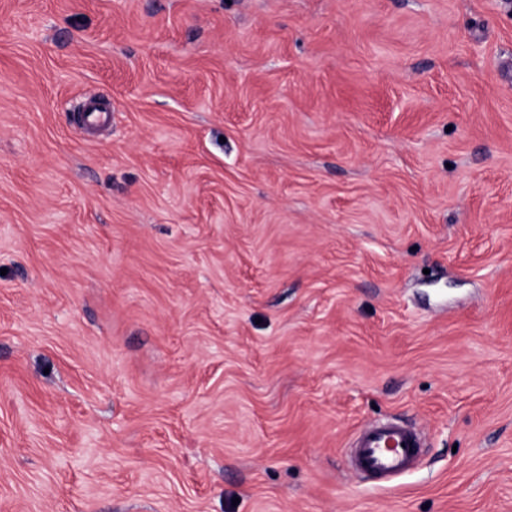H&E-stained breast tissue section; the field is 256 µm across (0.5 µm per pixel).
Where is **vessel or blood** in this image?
I'll list each match as a JSON object with an SVG mask.
<instances>
[{"mask_svg": "<svg viewBox=\"0 0 512 512\" xmlns=\"http://www.w3.org/2000/svg\"><path fill=\"white\" fill-rule=\"evenodd\" d=\"M422 438L412 427L386 420L363 428L350 451V466L358 474L388 480L410 472L422 452Z\"/></svg>", "mask_w": 512, "mask_h": 512, "instance_id": "1", "label": "vessel or blood"}]
</instances>
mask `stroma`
Listing matches in <instances>:
<instances>
[{"label": "stroma", "mask_w": 512, "mask_h": 512, "mask_svg": "<svg viewBox=\"0 0 512 512\" xmlns=\"http://www.w3.org/2000/svg\"><path fill=\"white\" fill-rule=\"evenodd\" d=\"M0 512H512V0H0ZM422 438L412 427L385 420L363 428L350 451V466L358 474L389 480L410 472L422 452Z\"/></svg>", "instance_id": "35a3bbf8"}]
</instances>
